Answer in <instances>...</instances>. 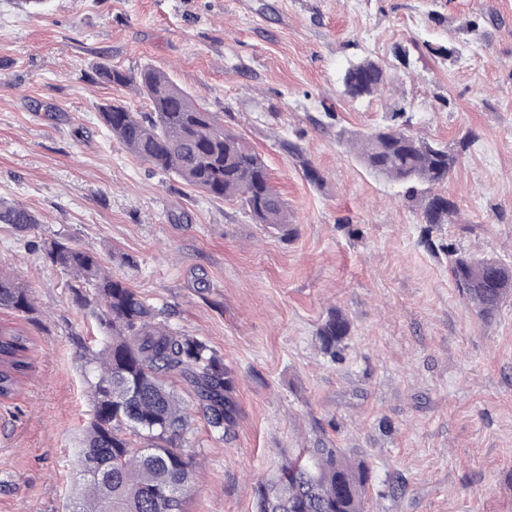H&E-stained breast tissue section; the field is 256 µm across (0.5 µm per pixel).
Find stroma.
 <instances>
[{"label":"stroma","instance_id":"35a3bbf8","mask_svg":"<svg viewBox=\"0 0 512 512\" xmlns=\"http://www.w3.org/2000/svg\"><path fill=\"white\" fill-rule=\"evenodd\" d=\"M365 56L392 84L353 100L339 80ZM103 61L166 71L223 113L265 159L290 236L113 140L102 104L149 106L99 82ZM396 111L456 156L435 188L456 209L442 230L349 143ZM0 202L38 219L0 224V273L33 304L0 322L34 341L30 377L0 398V512H67L80 481L96 322L46 259L55 240L237 375V425L220 438L196 415L184 436L187 512H255L260 485L320 442L369 463L370 512H512V299L481 318L447 256L512 265V0H0ZM335 310L350 332L333 361L317 333Z\"/></svg>","mask_w":512,"mask_h":512}]
</instances>
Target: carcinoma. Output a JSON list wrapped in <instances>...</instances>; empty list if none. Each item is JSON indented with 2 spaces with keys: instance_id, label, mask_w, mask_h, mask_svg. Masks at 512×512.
<instances>
[{
  "instance_id": "cac0c4a2",
  "label": "carcinoma",
  "mask_w": 512,
  "mask_h": 512,
  "mask_svg": "<svg viewBox=\"0 0 512 512\" xmlns=\"http://www.w3.org/2000/svg\"><path fill=\"white\" fill-rule=\"evenodd\" d=\"M96 75L150 101L152 111L145 113L120 103L100 107L103 124L127 151L213 199L241 200L258 224L288 231V207L264 159L224 129L220 113L209 111L160 70L135 73L101 62ZM387 83L385 66L369 57L350 63L341 77L342 94L350 98L373 96ZM350 143L372 173L405 186V199L419 204L429 229L448 223L454 205L429 193L454 164L448 148L397 125L358 134ZM0 223L23 232L38 220L22 205L0 203ZM46 258L73 275L79 302L104 304L96 314L104 346L89 357L95 364L93 417L80 452L83 485L69 512H186L194 480L192 463L180 452L188 412L168 380L189 387L194 409L222 437L239 413L235 372L205 341L158 321L156 309L140 292L124 276L105 273L93 253L57 241ZM448 268L456 288L483 318L512 295V268L492 257L453 250ZM0 309H32L28 289L17 278L0 274ZM349 330L345 315L331 313L319 330L324 352L338 357ZM32 348L25 331L0 324V397L12 396L31 372ZM127 428L140 436V445L126 437ZM368 482L369 467L352 461L344 449L303 448L260 486L258 512H367Z\"/></svg>"
}]
</instances>
